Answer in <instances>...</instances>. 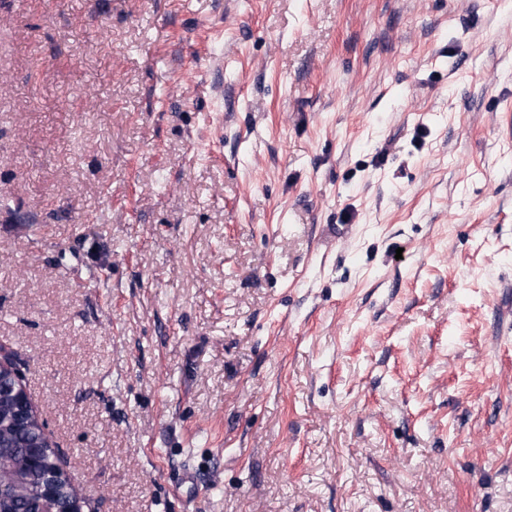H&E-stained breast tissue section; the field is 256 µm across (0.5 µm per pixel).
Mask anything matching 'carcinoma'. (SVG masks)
Listing matches in <instances>:
<instances>
[{"instance_id":"cac0c4a2","label":"carcinoma","mask_w":512,"mask_h":512,"mask_svg":"<svg viewBox=\"0 0 512 512\" xmlns=\"http://www.w3.org/2000/svg\"><path fill=\"white\" fill-rule=\"evenodd\" d=\"M44 431L40 418L27 425H18L13 396L0 395V512H41L58 510L71 504L76 497L72 482L61 473L56 448L43 449L42 465L34 469L29 464V445L43 441ZM55 482L57 496L46 502L43 487L47 481Z\"/></svg>"}]
</instances>
